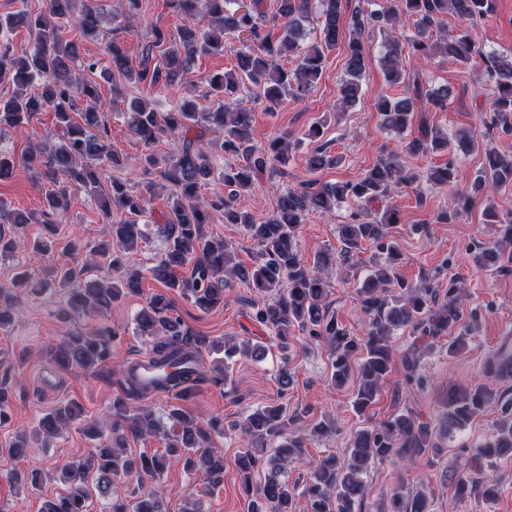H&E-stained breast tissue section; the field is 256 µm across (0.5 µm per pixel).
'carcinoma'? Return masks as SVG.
I'll use <instances>...</instances> for the list:
<instances>
[{"mask_svg": "<svg viewBox=\"0 0 512 512\" xmlns=\"http://www.w3.org/2000/svg\"><path fill=\"white\" fill-rule=\"evenodd\" d=\"M230 0H169L172 11L184 18L174 30L158 26L152 29L141 59L133 64L123 42L114 38L104 44L112 70L137 85L156 87L171 85L186 74L199 54L222 53L224 45L237 40V69L216 73L207 79L208 94L213 97L210 112L196 110L194 100L183 97L167 112L157 111L148 101L135 102L128 112L127 128L140 143L151 146L162 137L181 142L176 157L166 160L154 152L144 154V171L160 170L162 179L171 186L164 198L161 213L163 233L167 241L164 254L149 269L150 277L168 291L191 298L202 311L224 305V290L237 278L251 290L268 294L271 301L251 303L250 318L256 325L272 330L280 339L282 350H288V336L293 328L324 339L331 348L332 382L341 385L350 375L349 359L359 354V384L353 407L359 414L373 404L380 393L392 362L390 337L395 331L412 327L421 335L435 338L448 332V325L460 320L463 286L456 280L448 284L441 307H435L433 287L424 280L411 284L396 272L400 252L391 237L392 225L399 223L398 211L387 207L373 219V205L390 197L401 185L414 181L405 171L397 154L382 155L356 182L305 184L290 189L279 200L277 209L264 221L240 207L238 201L253 192L256 177L290 160L294 142L280 135L262 147L252 144L250 129L252 112L239 101L248 88L257 91L266 109L273 112L289 95H301L319 80L325 53L336 47L340 39V17L344 0H318L323 17L319 38L304 48L303 22L312 9L311 0H279L272 18L262 9L263 0H243L238 7H227ZM492 0H392L369 13L351 17L348 54L344 77L340 84L341 105L353 106L359 97L366 75V57L362 35L365 30L391 31L401 15L415 18L414 34L407 47L394 41L384 45L380 64L390 85H403L399 97L382 96L377 110L385 129L399 134L417 126V135L404 143L409 154L444 152L448 160L429 170L426 182L436 187L456 184L459 156L480 148L477 135L463 133L452 142L438 127L430 124L422 113L429 107L447 110L448 88H427L420 77H406L403 52L424 60L437 56L451 57L467 65L486 56L482 46L465 31L457 34L447 29V16L472 21L491 12ZM101 0H46V13L33 15L26 10L0 17V32L27 28L35 33L33 47L16 55L9 45L0 43V82L13 86L8 98H0V133L28 122L34 113L51 109L59 127L56 138L47 139L26 151L20 158L0 152V178L11 174L15 164L36 175L45 185L41 209L37 212L14 211L0 205V224H43L54 230L56 216L67 211L72 192L84 191L100 201V215L111 224V239L99 242L85 261L51 271V279L41 288L57 286L68 291L67 305L74 314L103 315L112 305L141 291L145 275L131 264V257L144 239L139 224L150 204L160 198L157 184L148 180L132 192L127 184L113 180L102 182L105 165H118L112 150L111 129L105 118L104 104L97 86L80 81L73 64L91 72L94 58L80 59V42L97 41L101 34ZM280 27L273 38L267 24ZM76 31V38L65 37L66 28ZM160 50L155 60L153 50ZM295 55L292 68H284L277 59ZM495 73V95L491 110L498 121L512 127V55H492ZM209 132L223 134L224 170L220 179L224 192L209 198L201 196L213 173L210 157L204 147ZM315 148L308 158L316 171L334 168L342 157L321 143L322 125L306 133ZM488 163L475 177L474 190L493 194L512 187V152H487ZM470 197L461 191L450 197L448 209L435 218L439 224H451L460 211L467 208ZM351 203L350 221L340 225L339 238L344 251H321L307 266L297 252V230L311 210L330 212ZM215 212L224 214V223L240 224L258 247V258L249 266L235 262V255L224 239L207 234ZM124 219L115 222L113 214ZM486 223L498 225L495 240L481 243L475 261L485 268L496 266L502 250L512 244V218L501 217L494 206L485 209ZM370 241L377 251V261L357 289L363 312L369 317L365 338L356 340L335 317L329 315L323 271L346 260L347 254ZM106 259L109 275L102 280L84 279L94 257ZM139 336L148 343L147 354L160 378L146 385L139 381L135 368L122 371L123 397L112 402V418L137 436L166 440L167 451L139 457L125 452L124 437L111 429L104 434L102 425H84L85 436L94 442L84 460L66 463L55 470L54 479L64 492L42 502L41 512H89L88 476H94L95 489L110 501L109 512H165L162 497L154 490L142 492L133 503L115 497L121 477L136 474L154 478L172 465L188 471H204L214 482L221 481L223 457L213 448L212 436L224 433V421L218 418L203 424L184 410L174 407L165 415L130 404L152 392L193 391L206 382H217L228 372L225 360L237 355L257 357L259 347L247 340L214 345L209 351L224 353V360L207 368L202 360L206 340L183 329L173 300L165 293L153 294L136 319ZM117 334L111 330L92 333L75 332L49 350L51 361L67 369L98 368L112 355V342ZM488 395L481 387L462 392L450 391L444 402L448 429H459L484 407ZM83 410L74 402L55 407L39 422L33 436L46 440L57 437L70 423L80 419ZM241 434L252 438L274 435L284 438L277 455L267 462L264 480L250 482L248 471L259 469L262 459L250 453L241 457L247 471L242 489L249 498L250 512H293V492L281 477V463L291 462L305 447V437L287 433L288 416L281 406L256 408L236 424ZM431 442L428 426L417 422L411 412L391 415L370 429H361L353 437L349 453L340 461L329 455L312 463L305 493L311 512H358L365 497L361 479L374 461L411 460L422 455ZM512 451V417L495 426L480 454L487 459ZM29 452L26 433L17 434L7 448L15 458ZM14 485L38 488L42 482L36 471L17 469L7 475ZM387 512H430L428 496L423 491L412 493L396 489Z\"/></svg>", "mask_w": 512, "mask_h": 512, "instance_id": "carcinoma-1", "label": "carcinoma"}]
</instances>
